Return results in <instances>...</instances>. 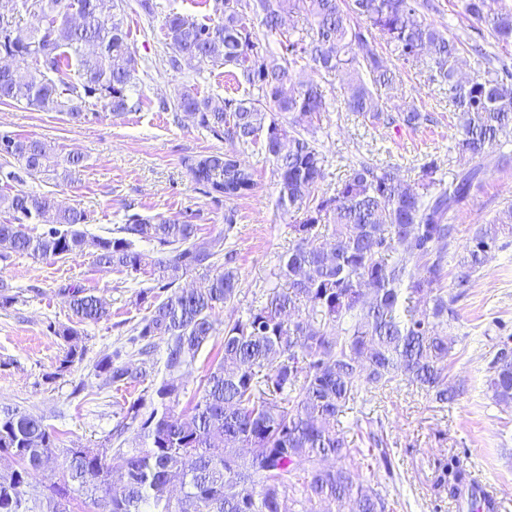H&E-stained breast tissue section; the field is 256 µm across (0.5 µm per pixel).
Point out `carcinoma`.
Here are the masks:
<instances>
[{
    "label": "carcinoma",
    "instance_id": "carcinoma-1",
    "mask_svg": "<svg viewBox=\"0 0 512 512\" xmlns=\"http://www.w3.org/2000/svg\"><path fill=\"white\" fill-rule=\"evenodd\" d=\"M429 0H213L214 24L173 12L163 25L180 58L239 70L247 96H200L190 85L175 93L174 109L194 117L208 134L244 148L261 145L272 161L278 206L301 215L291 225L288 254L265 301L244 318L224 324L222 355L201 381L192 406L176 411L184 378L198 353L218 333L215 311L237 297L239 272L224 244L237 223L224 211V231L203 235L190 220L132 214L110 236L78 228L85 211L50 194H0V257L90 255L118 272H148L154 286L138 292L147 314L135 327L138 364L121 363L117 350L96 364L106 382L136 386L152 369L156 345L166 344L164 373L151 393L123 410L108 448H68L60 476L42 498L27 488L43 468L54 432L45 416L17 408L0 412V453L17 467L0 472V512H73L83 495L94 512H283L282 504L332 502L336 512H393L387 487L359 473L340 417L367 394L404 383L440 404L459 396L451 379L456 340L454 303L473 288L486 254L512 237V203L476 228L459 251L449 213L483 185L494 147L512 139V60L485 59L483 74L465 77L456 68L462 42L427 21ZM471 27L512 47V0H461ZM124 0H0V103L58 112L80 123L98 110L136 112L132 100L140 62L131 51L122 13ZM39 17L29 26L24 15ZM303 17L302 26L283 20ZM280 37L282 53L258 50L254 21ZM389 49L401 68H425L456 118L457 170L438 178L437 159L425 160L407 182L392 167L367 160L353 164L331 194L319 190L325 156L315 134L329 111L322 86L294 85L291 72L303 60L340 79L344 105L371 124L417 129L430 114L392 104L398 82L380 52ZM0 157L19 163L7 177L22 182L54 174L74 181L83 157L59 162L55 146L40 139L0 134ZM193 182L226 200L249 195L253 172L241 165L228 173L221 154L190 158ZM49 215L38 236L27 225ZM153 244L157 256L137 247ZM455 259L448 271V257ZM220 270L194 288L180 280L195 270ZM166 292L160 298L157 291ZM76 318L53 327L67 346L63 364L82 355L77 326L108 316L107 304L90 290L60 287ZM486 395L512 408V336H500L487 364ZM377 467L393 477L383 439ZM433 487L458 500L471 491L469 512H500L496 497L477 490L459 456L439 461Z\"/></svg>",
    "mask_w": 512,
    "mask_h": 512
}]
</instances>
